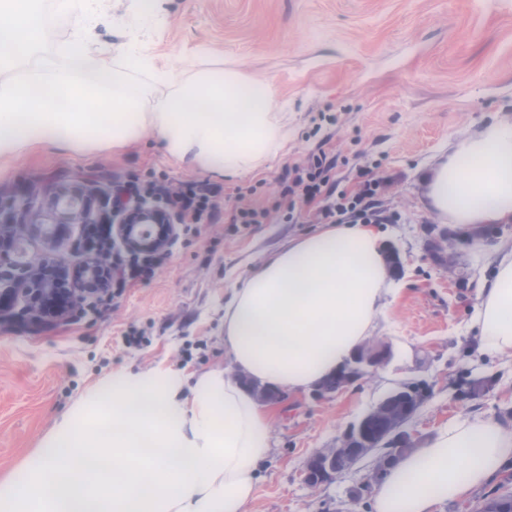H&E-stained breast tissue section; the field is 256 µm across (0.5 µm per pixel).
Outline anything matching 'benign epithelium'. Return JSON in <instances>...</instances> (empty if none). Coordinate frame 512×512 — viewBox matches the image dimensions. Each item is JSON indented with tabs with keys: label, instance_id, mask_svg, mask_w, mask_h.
<instances>
[{
	"label": "benign epithelium",
	"instance_id": "7a95c632",
	"mask_svg": "<svg viewBox=\"0 0 512 512\" xmlns=\"http://www.w3.org/2000/svg\"><path fill=\"white\" fill-rule=\"evenodd\" d=\"M100 200L82 194L44 193L40 203L17 206L0 203V226L14 224H50V235L59 237L66 224H93L95 206ZM178 225L174 218L159 207L128 209L116 222L114 233L123 243L139 250L160 251L176 236ZM104 268L93 259L83 261L77 282L67 275V263L60 257L33 261L21 247L19 236L0 232V317L14 313L16 302L23 295H35V305L28 310L29 320L38 323L47 317L64 319L83 301L81 289L104 285ZM389 357V348L371 343L360 349L345 372L343 384L359 380L380 368ZM395 390L376 406L363 414L338 441L334 448H322L311 454L305 464L304 480L311 488H319L336 479V456L350 448H363L375 455L374 472L379 473L404 455L400 445L410 441L408 425L419 406L407 405L397 430L388 442L397 444L386 455L378 454L379 441L370 433L372 419L381 413L387 403L400 395Z\"/></svg>",
	"mask_w": 512,
	"mask_h": 512
}]
</instances>
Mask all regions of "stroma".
<instances>
[{"label":"stroma","instance_id":"35a3bbf8","mask_svg":"<svg viewBox=\"0 0 512 512\" xmlns=\"http://www.w3.org/2000/svg\"><path fill=\"white\" fill-rule=\"evenodd\" d=\"M93 30L98 42L185 61L198 47L210 62L271 81L288 124V150L235 178L171 162L144 133L112 152L19 156L0 179V199L21 186L95 193L129 179L164 176L217 189V211L237 194L268 209L260 224H204L179 232L155 277L88 300L64 319L0 320V475L41 446L61 415L97 384L121 372L171 369L191 378L229 368L224 303L233 285L288 240L317 230L273 203L288 168L319 150L337 156L341 186L360 172L378 181L376 231L389 275L402 291L373 340L391 357L368 377L318 396L272 401L271 452L259 467L249 512H367L373 487L364 460L319 489L307 486L308 456L337 439L390 392L407 383L431 395L410 424L416 443L472 414L512 418V353H482L466 330L474 284L490 274L471 235L425 207L438 159L469 133L512 123V0H157L138 41L126 0H108ZM448 233L447 264L427 252Z\"/></svg>","mask_w":512,"mask_h":512}]
</instances>
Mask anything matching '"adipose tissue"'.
Instances as JSON below:
<instances>
[{
  "label": "adipose tissue",
  "instance_id": "obj_1",
  "mask_svg": "<svg viewBox=\"0 0 512 512\" xmlns=\"http://www.w3.org/2000/svg\"><path fill=\"white\" fill-rule=\"evenodd\" d=\"M105 0H57L75 23L52 54L40 0H0V178L40 152L122 149L152 132L175 163L216 177L258 167L288 143L271 84L221 66L155 58L117 65L89 29ZM145 78H137V71ZM426 198L464 232L512 223V125L462 138ZM470 328L482 352L512 353V242L491 248ZM398 293L378 232L326 224L267 256L224 305L237 370L122 373L65 413L41 448L0 477V512H248L269 455V410L246 382L301 394L346 367ZM512 468V419L439 428L384 471L371 512H439Z\"/></svg>",
  "mask_w": 512,
  "mask_h": 512
}]
</instances>
